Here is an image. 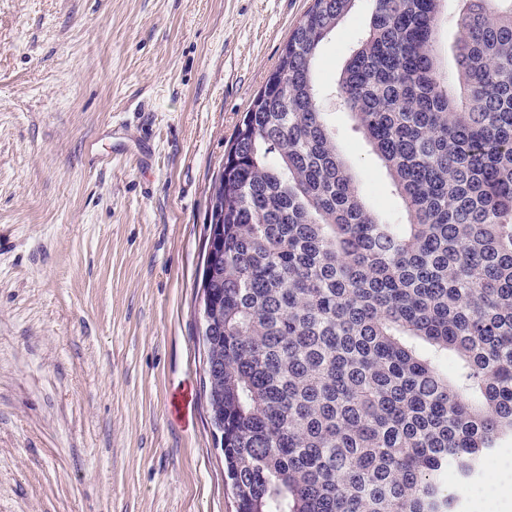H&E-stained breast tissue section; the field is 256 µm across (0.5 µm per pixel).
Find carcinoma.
<instances>
[{
    "instance_id": "obj_1",
    "label": "carcinoma",
    "mask_w": 512,
    "mask_h": 512,
    "mask_svg": "<svg viewBox=\"0 0 512 512\" xmlns=\"http://www.w3.org/2000/svg\"><path fill=\"white\" fill-rule=\"evenodd\" d=\"M357 0H313L212 185L209 404L238 512H455L512 436V0H374L339 79L407 215L365 202L314 65ZM461 5L457 1H448V11L441 22L437 34V52L440 66L451 74L454 71V60L451 46L461 36L459 12Z\"/></svg>"
}]
</instances>
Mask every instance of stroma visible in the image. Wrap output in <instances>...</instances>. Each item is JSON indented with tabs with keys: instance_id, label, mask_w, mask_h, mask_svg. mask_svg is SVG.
I'll return each instance as SVG.
<instances>
[{
	"instance_id": "stroma-1",
	"label": "stroma",
	"mask_w": 512,
	"mask_h": 512,
	"mask_svg": "<svg viewBox=\"0 0 512 512\" xmlns=\"http://www.w3.org/2000/svg\"><path fill=\"white\" fill-rule=\"evenodd\" d=\"M310 4L0 0V512H236L203 388L211 185ZM372 5L323 42L319 107L402 224L337 94Z\"/></svg>"
}]
</instances>
